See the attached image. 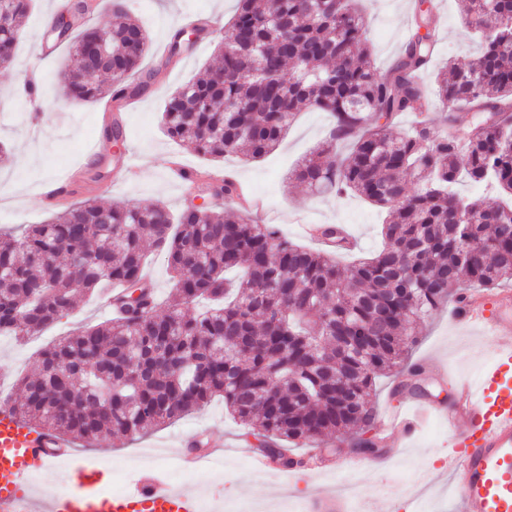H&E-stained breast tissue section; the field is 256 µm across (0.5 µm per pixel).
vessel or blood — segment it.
Wrapping results in <instances>:
<instances>
[{
    "mask_svg": "<svg viewBox=\"0 0 512 512\" xmlns=\"http://www.w3.org/2000/svg\"><path fill=\"white\" fill-rule=\"evenodd\" d=\"M454 318L489 336H511L512 290L469 292ZM452 381L455 393L448 404L416 397L400 411L378 415V427L385 437L410 438L421 415L444 419L454 441L444 466L461 512H512V349H496L478 382L463 377ZM223 454L222 443L213 442L202 455L180 451L178 464L192 472L204 459ZM70 455L64 441L1 406L0 512H201L193 492L175 489L155 474L143 475L123 492L108 491L109 470L93 465L75 466L49 495L37 494L34 477ZM303 512H355V502L333 490L315 491Z\"/></svg>",
    "mask_w": 512,
    "mask_h": 512,
    "instance_id": "1",
    "label": "vessel or blood"
}]
</instances>
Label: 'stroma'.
Wrapping results in <instances>:
<instances>
[{"label": "stroma", "instance_id": "stroma-1", "mask_svg": "<svg viewBox=\"0 0 512 512\" xmlns=\"http://www.w3.org/2000/svg\"><path fill=\"white\" fill-rule=\"evenodd\" d=\"M64 2L34 0L15 46L13 63L0 67V143L9 149L8 162L0 164L1 228L41 224L70 203L85 200L105 207L158 203L179 211L183 194L170 172L171 162L177 161L192 169L234 172L236 180L263 202L264 213L258 216V223L276 225L296 244L308 243L301 223L347 226L358 246L353 254L339 257L340 265H352L381 248L384 214L379 208L353 195L315 197L292 180L293 169L324 140L331 124L328 113L311 109L299 112L281 143L253 162L232 157L211 159L172 140L162 130L161 113L168 96L214 61L215 45L207 40L193 51L171 57L172 34L199 19L219 26L227 24L235 14L237 0H128L132 17L147 30L149 46L142 68L154 78L135 105L117 113L101 101L78 103L63 98L59 74L67 58L66 49H59L51 59L42 58L37 51L49 20ZM410 2L361 0L369 21L367 37L372 59L379 70H386L406 43L412 20ZM433 3L443 14L435 65L467 63L476 55L477 46L465 37V0ZM26 77L39 83V97L29 99L19 91L18 85ZM116 120L126 130L125 143L119 147L105 138L107 128ZM92 142L98 144L103 161L86 160L85 150ZM129 154L140 166L139 174L131 179L118 172L121 160ZM71 176L76 179L71 200L52 202L45 198L43 186L47 181ZM101 302L98 294L78 300L74 309L41 334L21 340L0 336V398L16 396L17 381L36 372L39 354L52 342L106 320L109 313ZM416 334L411 365L435 358L445 363L450 373L471 379L489 364L497 346H512V336L487 337L457 324L447 308L421 321ZM395 382L392 374L377 379L373 397L376 408L394 409L413 397L445 401L451 396L448 386L430 378L420 387L402 391L396 389ZM197 437L229 440L236 450L227 453L223 462L204 464L196 473L188 474L176 461L178 443ZM448 445L447 424L428 420L411 441L394 440L385 445L390 460L384 468L362 472L354 488L356 495L367 501L370 512H388L393 504L397 512H417L412 487L396 486L401 468L412 462L419 468L420 485L430 488L428 512H455V501L441 468ZM258 446V441L246 435L244 426L225 408L223 399L217 398L193 414L144 435L92 444L78 441L73 449L76 457L97 464H113L154 452L158 458L150 462V469L161 472L171 485L196 488L209 500L222 503L265 501L269 504L267 512H300L304 497L312 490L333 487L342 479L338 472L316 476L307 469L283 475L257 472L239 451Z\"/></svg>", "mask_w": 512, "mask_h": 512}]
</instances>
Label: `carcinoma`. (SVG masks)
I'll list each match as a JSON object with an SVG mask.
<instances>
[{
	"label": "carcinoma",
	"mask_w": 512,
	"mask_h": 512,
	"mask_svg": "<svg viewBox=\"0 0 512 512\" xmlns=\"http://www.w3.org/2000/svg\"><path fill=\"white\" fill-rule=\"evenodd\" d=\"M33 0H0V66L13 61ZM431 0H418L400 56L380 72L355 0H238L220 36V63L168 99L169 137L194 151L257 161L304 107L331 114L324 144L293 173L313 194H355L386 213L385 246L341 267L269 224L210 206L178 217L159 204L68 207L20 235L0 233V336L35 335L105 283L122 288L106 322L39 355L8 402L25 421L93 443L134 438L205 406H225L272 455L283 441L343 437L368 426L376 379L403 369L415 324L465 301L468 287L512 284V0H468V65L447 64L434 91L420 81L434 55ZM83 4L47 36L72 41L61 80L75 100L139 96L125 83L148 47L146 30L112 0L109 25L71 39ZM108 56L95 73L81 50ZM112 76L108 85L102 76ZM426 104L466 136L439 135L426 118L396 130ZM462 182L484 187L465 196ZM167 258L175 297L157 313L143 288L148 250ZM239 269L236 281L225 277ZM202 297L214 307L186 310Z\"/></svg>",
	"instance_id": "1"
}]
</instances>
